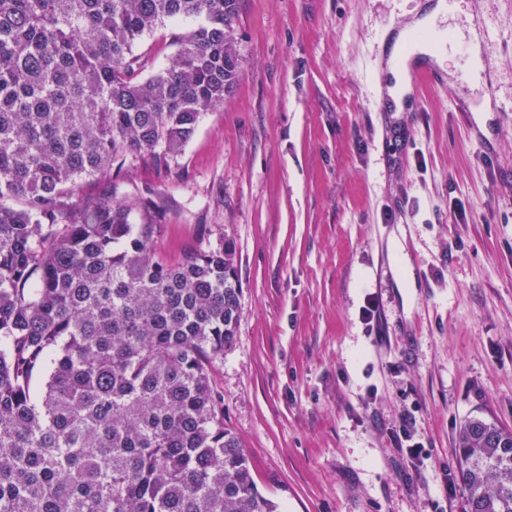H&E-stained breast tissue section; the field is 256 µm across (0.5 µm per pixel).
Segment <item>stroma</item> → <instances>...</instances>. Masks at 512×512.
Here are the masks:
<instances>
[{
    "label": "stroma",
    "mask_w": 512,
    "mask_h": 512,
    "mask_svg": "<svg viewBox=\"0 0 512 512\" xmlns=\"http://www.w3.org/2000/svg\"><path fill=\"white\" fill-rule=\"evenodd\" d=\"M436 2L240 0L224 107L116 185L133 223L162 201L166 261L233 244L242 316L214 383L282 512H467L461 423L512 430V0H456L443 83L412 90L416 111L376 109L394 40ZM194 27L138 45L151 72Z\"/></svg>",
    "instance_id": "stroma-1"
}]
</instances>
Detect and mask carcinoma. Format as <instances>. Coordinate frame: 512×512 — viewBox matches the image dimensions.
Wrapping results in <instances>:
<instances>
[{
    "label": "carcinoma",
    "mask_w": 512,
    "mask_h": 512,
    "mask_svg": "<svg viewBox=\"0 0 512 512\" xmlns=\"http://www.w3.org/2000/svg\"><path fill=\"white\" fill-rule=\"evenodd\" d=\"M240 0H0V512H279L213 369L242 288L219 240L155 257L114 203L129 154L180 153L239 78ZM183 19L160 72L135 48ZM98 180L86 203L72 188ZM468 512H512V431L457 435Z\"/></svg>",
    "instance_id": "cac0c4a2"
}]
</instances>
